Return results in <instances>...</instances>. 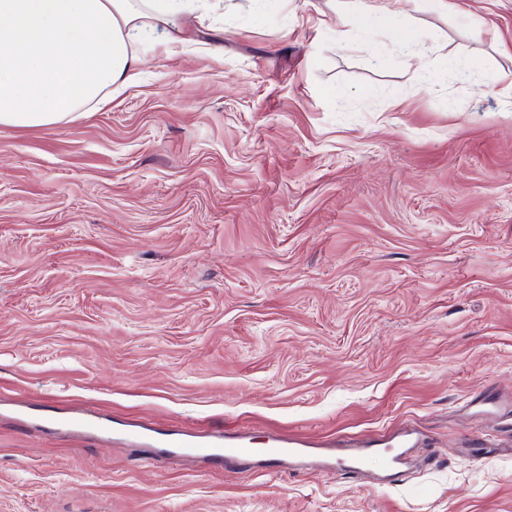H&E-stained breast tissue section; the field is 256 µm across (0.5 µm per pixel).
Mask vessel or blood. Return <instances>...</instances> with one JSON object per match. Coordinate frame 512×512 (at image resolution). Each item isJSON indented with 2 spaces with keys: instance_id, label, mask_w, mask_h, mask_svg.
<instances>
[{
  "instance_id": "1",
  "label": "vessel or blood",
  "mask_w": 512,
  "mask_h": 512,
  "mask_svg": "<svg viewBox=\"0 0 512 512\" xmlns=\"http://www.w3.org/2000/svg\"><path fill=\"white\" fill-rule=\"evenodd\" d=\"M62 428L79 433L97 436L108 434V427L91 411L72 413L61 420ZM127 441L137 444L152 443L157 448L174 449L176 455L194 457L205 462H220L225 468H232L245 462L260 460L283 464L297 461L311 454L310 441L293 434H274L267 438L261 451H254L245 436H224L212 434L197 438L188 434L174 433L162 437L153 429L142 427L130 429L125 433ZM418 440L411 427H403L401 432L378 439H356L340 436L326 441L328 451L343 450L341 466L350 472L361 473L367 470L372 459H379L384 475L393 476L399 471V465L408 448L414 447Z\"/></svg>"
}]
</instances>
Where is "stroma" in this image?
Wrapping results in <instances>:
<instances>
[{
  "instance_id": "obj_1",
  "label": "stroma",
  "mask_w": 512,
  "mask_h": 512,
  "mask_svg": "<svg viewBox=\"0 0 512 512\" xmlns=\"http://www.w3.org/2000/svg\"><path fill=\"white\" fill-rule=\"evenodd\" d=\"M459 2L341 50L208 0L103 109L0 126V512H512L472 406L512 390V0ZM84 407L110 438L57 427ZM136 423L424 441L397 481L228 472Z\"/></svg>"
}]
</instances>
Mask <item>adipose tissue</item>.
<instances>
[{
    "label": "adipose tissue",
    "instance_id": "adipose-tissue-1",
    "mask_svg": "<svg viewBox=\"0 0 512 512\" xmlns=\"http://www.w3.org/2000/svg\"><path fill=\"white\" fill-rule=\"evenodd\" d=\"M195 0H0V126L45 128L105 105L149 51L191 43ZM412 0H327L337 17L396 24Z\"/></svg>",
    "mask_w": 512,
    "mask_h": 512
}]
</instances>
